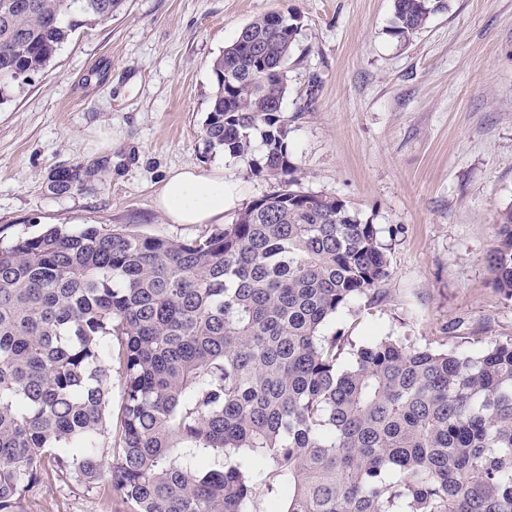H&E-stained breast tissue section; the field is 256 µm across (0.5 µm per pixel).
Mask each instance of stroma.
Returning a JSON list of instances; mask_svg holds the SVG:
<instances>
[{"instance_id": "35a3bbf8", "label": "stroma", "mask_w": 512, "mask_h": 512, "mask_svg": "<svg viewBox=\"0 0 512 512\" xmlns=\"http://www.w3.org/2000/svg\"><path fill=\"white\" fill-rule=\"evenodd\" d=\"M271 11L302 23L283 104L300 188L346 201L387 247L382 296L354 299L324 335L461 353L512 340V300L487 265L512 206V0H448L407 42L390 34L393 0H124L0 104V246L51 225L204 235L156 206L184 168L223 170L228 224L275 191L203 134L213 59ZM25 508L121 512L57 480Z\"/></svg>"}]
</instances>
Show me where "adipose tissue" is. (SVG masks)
Segmentation results:
<instances>
[{"label":"adipose tissue","instance_id":"adipose-tissue-1","mask_svg":"<svg viewBox=\"0 0 512 512\" xmlns=\"http://www.w3.org/2000/svg\"><path fill=\"white\" fill-rule=\"evenodd\" d=\"M226 193L222 173L182 170L164 182L156 205L175 224H215L224 215Z\"/></svg>","mask_w":512,"mask_h":512}]
</instances>
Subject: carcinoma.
<instances>
[{"label": "carcinoma", "mask_w": 512, "mask_h": 512, "mask_svg": "<svg viewBox=\"0 0 512 512\" xmlns=\"http://www.w3.org/2000/svg\"><path fill=\"white\" fill-rule=\"evenodd\" d=\"M121 2L0 0V104ZM447 9L394 0L390 33ZM297 18L261 14L224 47L203 125L276 192L189 240L88 224L0 247V512L106 473L122 512H256L259 486L277 512H512V343L470 356L388 336L341 369L345 337L321 335L380 293L388 260L346 201L298 188L277 72ZM497 224L489 266L512 299V207Z\"/></svg>", "instance_id": "cac0c4a2"}]
</instances>
